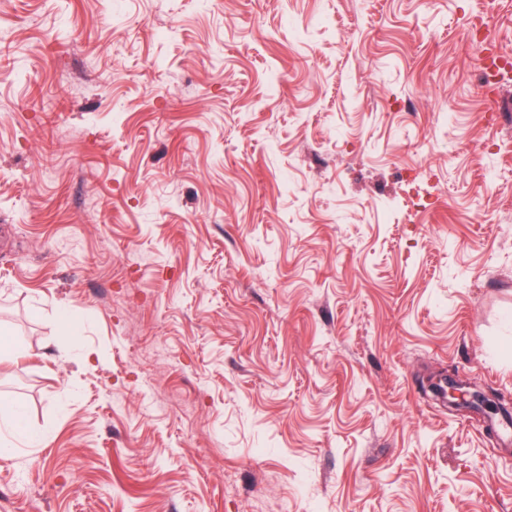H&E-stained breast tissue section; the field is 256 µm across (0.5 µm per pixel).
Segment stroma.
<instances>
[{
	"mask_svg": "<svg viewBox=\"0 0 512 512\" xmlns=\"http://www.w3.org/2000/svg\"><path fill=\"white\" fill-rule=\"evenodd\" d=\"M452 368L512 396V0H0V512H512Z\"/></svg>",
	"mask_w": 512,
	"mask_h": 512,
	"instance_id": "stroma-1",
	"label": "stroma"
}]
</instances>
